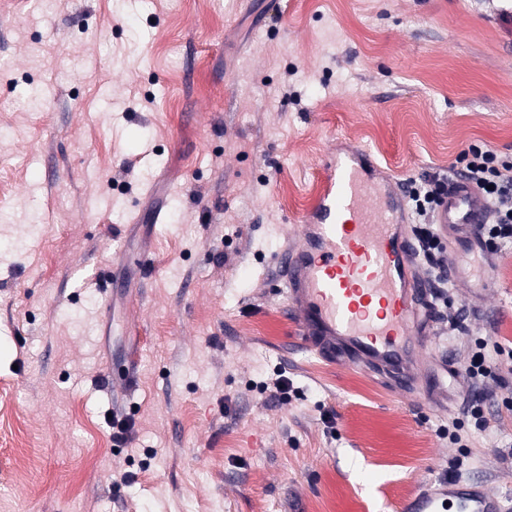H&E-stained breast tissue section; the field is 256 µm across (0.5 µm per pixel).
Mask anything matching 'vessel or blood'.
I'll return each mask as SVG.
<instances>
[{
  "label": "vessel or blood",
  "instance_id": "vessel-or-blood-1",
  "mask_svg": "<svg viewBox=\"0 0 512 512\" xmlns=\"http://www.w3.org/2000/svg\"><path fill=\"white\" fill-rule=\"evenodd\" d=\"M367 167L359 151L327 165L298 244L277 262L286 269L304 348L385 374L402 389L424 343L418 313L427 284L414 264L410 229L398 221L404 193L370 185ZM487 220L484 201L461 179L437 210L438 224L465 233L475 249ZM397 512H512V495L477 480H442L399 503Z\"/></svg>",
  "mask_w": 512,
  "mask_h": 512
}]
</instances>
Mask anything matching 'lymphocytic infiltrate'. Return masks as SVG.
Wrapping results in <instances>:
<instances>
[{
	"label": "lymphocytic infiltrate",
	"instance_id": "f902f5d3",
	"mask_svg": "<svg viewBox=\"0 0 512 512\" xmlns=\"http://www.w3.org/2000/svg\"><path fill=\"white\" fill-rule=\"evenodd\" d=\"M461 177L490 206L481 235L485 254H496L502 246L512 243V156L500 155L486 144L473 143L461 155L458 165L425 174L409 184L407 203L417 216L410 227L416 241V259L437 289L434 296L437 311L447 315L448 325L453 329L458 328L461 320L448 310L447 242L437 230L434 218L449 184ZM485 348V341H477L466 365V378L472 386L467 412L479 430L486 427L488 418L484 411L485 398L477 386L492 373Z\"/></svg>",
	"mask_w": 512,
	"mask_h": 512
}]
</instances>
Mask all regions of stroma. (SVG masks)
<instances>
[{
	"label": "stroma",
	"instance_id": "35a3bbf8",
	"mask_svg": "<svg viewBox=\"0 0 512 512\" xmlns=\"http://www.w3.org/2000/svg\"><path fill=\"white\" fill-rule=\"evenodd\" d=\"M477 141L512 156V0H0V512H387L456 456L512 492L511 358L443 432L512 246L452 239L411 394L301 349L275 264L330 153L406 183Z\"/></svg>",
	"mask_w": 512,
	"mask_h": 512
}]
</instances>
